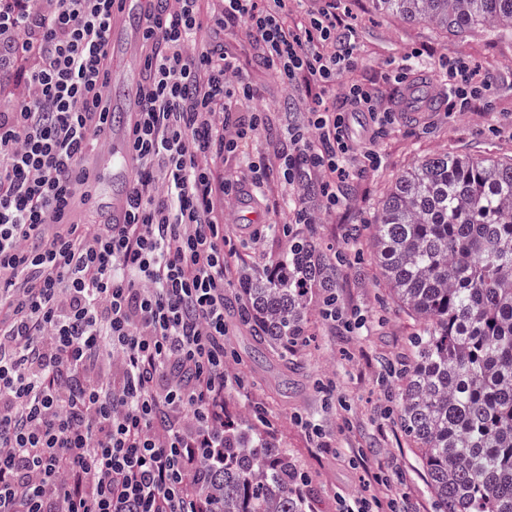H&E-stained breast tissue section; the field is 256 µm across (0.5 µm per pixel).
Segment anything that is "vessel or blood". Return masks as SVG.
Instances as JSON below:
<instances>
[{
  "mask_svg": "<svg viewBox=\"0 0 512 512\" xmlns=\"http://www.w3.org/2000/svg\"><path fill=\"white\" fill-rule=\"evenodd\" d=\"M145 0H118L112 18L107 49L111 56L112 73L104 91L105 101L121 99L118 111L108 117L118 130L107 141L112 156L111 169H97L90 185L100 219L106 224L125 221L129 190L128 172L134 163L128 139L131 128L142 110L140 88L143 59L140 47L145 28ZM424 85L417 77H408L404 83L398 109H425L428 99Z\"/></svg>",
  "mask_w": 512,
  "mask_h": 512,
  "instance_id": "vessel-or-blood-1",
  "label": "vessel or blood"
}]
</instances>
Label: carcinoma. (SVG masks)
I'll return each instance as SVG.
<instances>
[{"label": "carcinoma", "instance_id": "1", "mask_svg": "<svg viewBox=\"0 0 512 512\" xmlns=\"http://www.w3.org/2000/svg\"><path fill=\"white\" fill-rule=\"evenodd\" d=\"M453 35H512V0H373ZM377 263L422 328L403 371L399 421L439 512H512V159L439 153L396 177L373 221ZM336 266L294 238L244 277L241 315L283 361L304 341L312 288ZM203 463V512H306L296 466L252 425L224 426Z\"/></svg>", "mask_w": 512, "mask_h": 512}]
</instances>
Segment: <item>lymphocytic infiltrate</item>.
I'll use <instances>...</instances> for the list:
<instances>
[{
    "mask_svg": "<svg viewBox=\"0 0 512 512\" xmlns=\"http://www.w3.org/2000/svg\"><path fill=\"white\" fill-rule=\"evenodd\" d=\"M0 0V45L28 95L0 110V512H201L194 476L224 438L227 201L253 200L270 174L314 177L326 208L351 159L378 167L372 137L395 111L345 85L359 49L331 7L288 21V0H146L145 110L122 224L65 215L103 146L107 33L115 0ZM242 27L266 70L309 93L276 162L224 160L265 126L259 91L222 39ZM460 104L489 80L449 61ZM249 115H233L236 105ZM352 112L373 134L355 137Z\"/></svg>",
    "mask_w": 512,
    "mask_h": 512,
    "instance_id": "obj_1",
    "label": "lymphocytic infiltrate"
}]
</instances>
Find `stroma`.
I'll list each match as a JSON object with an SVG mask.
<instances>
[{
    "label": "stroma",
    "instance_id": "35a3bbf8",
    "mask_svg": "<svg viewBox=\"0 0 512 512\" xmlns=\"http://www.w3.org/2000/svg\"><path fill=\"white\" fill-rule=\"evenodd\" d=\"M335 2L359 46L358 66L343 75V82L373 85L385 102H395L402 88L388 81L390 64L419 51L440 106L420 123L399 119L376 137L382 160L377 170L349 162L337 182L341 202L335 211H325L319 187L305 180L272 187L255 214L231 213L224 226L231 254L224 290L230 327L224 345L231 352L224 413L236 421L260 422L271 443L287 449L307 475L301 490L308 512H344L354 499L385 494L400 499L407 512H434L425 474L398 422L399 372L416 324L392 299L363 224L377 212L395 177L433 154L512 158V38L480 30L453 36L378 11L371 0ZM224 41L236 47L239 70L259 86V103L268 111L266 130L248 150L273 154L282 147L283 129L302 121L303 110L292 107L295 92L265 71L240 31H226ZM455 58L493 78L490 91L463 109L449 100L443 84L444 64ZM293 198L314 210L318 221L292 224V236L313 242L326 257L344 255L345 261L337 265L329 291L336 298L335 319L323 314L326 291L314 289L306 341L283 360L271 351L257 354L254 327L239 315L240 282L244 274L265 273L287 249L289 238L271 227L290 222Z\"/></svg>",
    "mask_w": 512,
    "mask_h": 512
}]
</instances>
